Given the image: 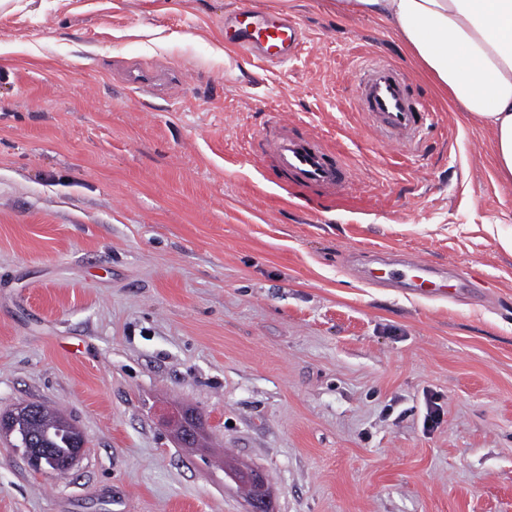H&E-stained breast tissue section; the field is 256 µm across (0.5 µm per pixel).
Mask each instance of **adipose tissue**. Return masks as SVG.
<instances>
[{
	"instance_id": "ef3b65f1",
	"label": "adipose tissue",
	"mask_w": 512,
	"mask_h": 512,
	"mask_svg": "<svg viewBox=\"0 0 512 512\" xmlns=\"http://www.w3.org/2000/svg\"><path fill=\"white\" fill-rule=\"evenodd\" d=\"M332 7L390 23L457 111L491 129L496 174L512 183V0H334Z\"/></svg>"
}]
</instances>
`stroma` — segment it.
I'll return each mask as SVG.
<instances>
[{"instance_id":"1","label":"stroma","mask_w":512,"mask_h":512,"mask_svg":"<svg viewBox=\"0 0 512 512\" xmlns=\"http://www.w3.org/2000/svg\"><path fill=\"white\" fill-rule=\"evenodd\" d=\"M236 0L0 6V414L60 409L66 474L0 432V512H512V184L493 135L394 29L329 0L271 66L224 34ZM396 64L432 116L380 144L356 96ZM171 79L157 96L138 71ZM285 122L337 152L341 192L282 179ZM448 272V300L368 283L367 256ZM199 418L181 447L172 411ZM254 471V491L247 497L249 506L248 512H269L270 499L267 483L264 481L261 473Z\"/></svg>"}]
</instances>
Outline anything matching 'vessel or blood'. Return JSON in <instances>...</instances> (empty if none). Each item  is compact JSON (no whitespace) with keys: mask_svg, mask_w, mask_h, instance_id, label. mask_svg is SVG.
I'll list each match as a JSON object with an SVG mask.
<instances>
[{"mask_svg":"<svg viewBox=\"0 0 512 512\" xmlns=\"http://www.w3.org/2000/svg\"><path fill=\"white\" fill-rule=\"evenodd\" d=\"M224 25L234 30L240 49L249 55L282 62L300 47L299 21L265 14L251 0H241L225 14ZM356 91L377 132L403 149L416 147L418 128L426 121L429 109L414 101L396 67L383 64L368 69ZM263 141L273 147L279 170L290 179L336 192L346 187L349 172L339 155L328 152L306 135L292 137L277 126L266 131ZM403 265L406 272L401 287L427 297L447 296V272L418 258L404 259Z\"/></svg>","mask_w":512,"mask_h":512,"instance_id":"vessel-or-blood-1","label":"vessel or blood"}]
</instances>
